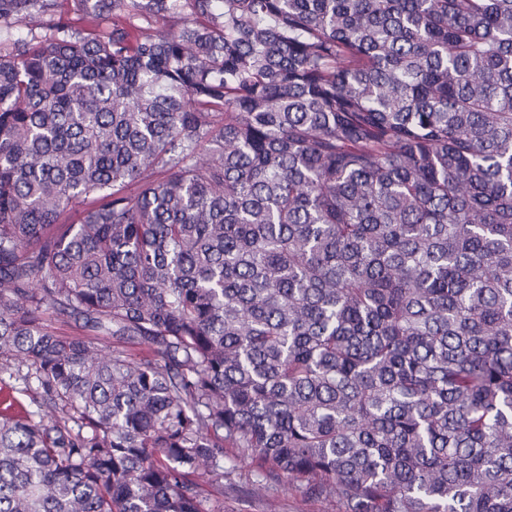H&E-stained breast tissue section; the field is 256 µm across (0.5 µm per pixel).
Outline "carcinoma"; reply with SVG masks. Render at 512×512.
Returning a JSON list of instances; mask_svg holds the SVG:
<instances>
[{"label":"carcinoma","instance_id":"cac0c4a2","mask_svg":"<svg viewBox=\"0 0 512 512\" xmlns=\"http://www.w3.org/2000/svg\"><path fill=\"white\" fill-rule=\"evenodd\" d=\"M0 374V512H512V0H0ZM252 484L253 475L247 464L224 473V512H270V503L275 512H340L338 505L308 498L298 489L278 483L269 485L268 498L255 497L249 493Z\"/></svg>","mask_w":512,"mask_h":512}]
</instances>
